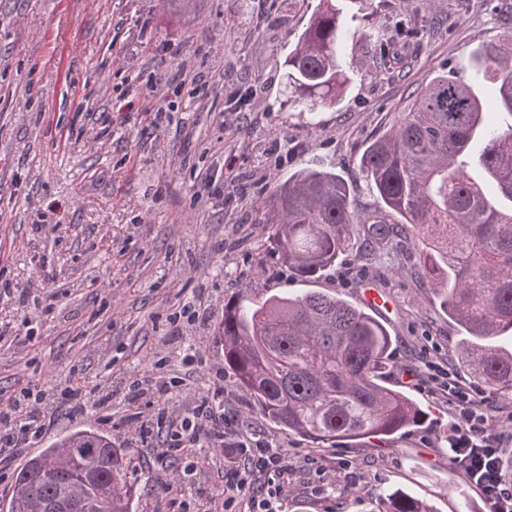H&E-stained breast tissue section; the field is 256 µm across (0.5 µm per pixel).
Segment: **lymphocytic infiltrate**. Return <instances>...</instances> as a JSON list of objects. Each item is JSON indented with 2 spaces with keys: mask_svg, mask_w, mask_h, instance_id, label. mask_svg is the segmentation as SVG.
<instances>
[{
  "mask_svg": "<svg viewBox=\"0 0 512 512\" xmlns=\"http://www.w3.org/2000/svg\"><path fill=\"white\" fill-rule=\"evenodd\" d=\"M422 375L448 396L451 422L445 441L451 462L482 492L492 512H512V481L503 475L499 432L504 422H512V413L500 414L490 406L481 385L462 381L437 363H426ZM48 394L42 383L29 385L0 411L1 467H8L43 433ZM223 401V388H216L191 412L170 422V443L158 450L159 460L175 455L196 460L207 456L212 464L224 468L220 489L202 486L186 474L173 479L169 489L175 503L182 512H189L200 499L205 502L203 512H238L237 505L244 498L250 504L249 512H284L292 465L272 444L240 435L230 417L221 412Z\"/></svg>",
  "mask_w": 512,
  "mask_h": 512,
  "instance_id": "obj_1",
  "label": "lymphocytic infiltrate"
}]
</instances>
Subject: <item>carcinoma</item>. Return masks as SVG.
Here are the masks:
<instances>
[{"instance_id": "obj_1", "label": "carcinoma", "mask_w": 512, "mask_h": 512, "mask_svg": "<svg viewBox=\"0 0 512 512\" xmlns=\"http://www.w3.org/2000/svg\"><path fill=\"white\" fill-rule=\"evenodd\" d=\"M342 17L340 0H319L284 60L286 105L313 111L346 92L352 77L340 50ZM421 32L401 22L391 40L376 42L382 62L394 63V46L418 42ZM473 64L494 83L495 106L512 115V35L479 49ZM486 112L472 81L453 70L436 76L360 159L374 207H359L336 172L299 169L273 184L262 247L295 276L316 279L359 237L378 254L400 233L417 238L421 279L464 331L458 356L487 392L512 398V350L500 345L512 338V124L490 126ZM218 333L224 368L249 412L318 447L390 440L427 422L426 410L381 376L392 344L387 329L340 298L312 292L256 303L241 294L224 303ZM83 448L102 451L83 512H101L100 495L109 493L112 512H131L129 449L81 429L18 471L17 483L29 481L28 472L57 474L37 483L31 512L59 497L64 483L86 478ZM380 502L382 512H434L399 488Z\"/></svg>"}]
</instances>
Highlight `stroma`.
Listing matches in <instances>:
<instances>
[{
    "mask_svg": "<svg viewBox=\"0 0 512 512\" xmlns=\"http://www.w3.org/2000/svg\"><path fill=\"white\" fill-rule=\"evenodd\" d=\"M368 2L381 36L403 16L423 24L419 46L388 68L363 29L348 24L341 51L354 68L350 86L336 106L301 113L284 104L282 63L316 0H190L182 14L163 0H0V321L28 319L33 328L32 339L0 340V407L31 380L45 383L55 407L52 425L0 473V507L26 459L82 428L130 448L133 512H171L167 485L187 461L156 466L153 450L170 433L159 406L148 397L139 403L150 421L144 439L126 434L111 406L69 410L74 378L124 389L132 369L181 378L172 406L182 412L221 378L238 429L296 466L288 512H378L381 494L397 487L435 512H461L467 498L489 512L441 446L447 396L407 377L427 361L466 373L461 329L422 281L416 243L401 240L382 261L354 243L315 280L258 252L267 236L259 203L273 179L322 166L357 182L363 150L417 90L451 69L471 74L478 46L512 32L503 0H408L401 12L390 0ZM242 94L251 108L239 112ZM160 107L168 118L156 126ZM278 141L287 159L274 153ZM227 156L235 164L223 207L196 199L198 173ZM203 288L211 317L197 338L199 363L186 366L171 316ZM367 288L389 303L375 314L395 338L386 379L428 407L430 421L387 442L316 448L248 414L224 369L217 325L225 302L243 292L257 300L322 292L360 307ZM48 290L55 310L43 319ZM311 458L330 469L347 463L352 480L319 482L308 472Z\"/></svg>",
    "mask_w": 512,
    "mask_h": 512,
    "instance_id": "1",
    "label": "stroma"
}]
</instances>
